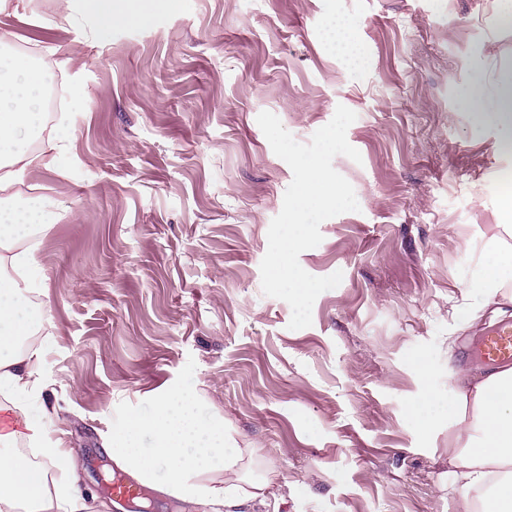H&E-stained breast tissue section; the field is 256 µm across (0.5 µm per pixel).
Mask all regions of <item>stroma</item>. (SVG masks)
Wrapping results in <instances>:
<instances>
[{
    "mask_svg": "<svg viewBox=\"0 0 512 512\" xmlns=\"http://www.w3.org/2000/svg\"><path fill=\"white\" fill-rule=\"evenodd\" d=\"M505 0H181L147 23L60 20V0L0 12L14 45L62 74L66 110L18 189L63 201L38 236L44 286L40 396L59 404L79 464L128 415L179 391L255 474L280 512H465L457 426L418 427L424 392L447 400L490 372L469 357L512 320V287L478 308L468 285L485 245L512 247L478 194L512 172L471 93L512 70ZM353 23L361 55L330 42ZM361 162L335 170L360 209L325 220L301 253L342 272L312 324L266 296L260 263L293 179L257 123L269 111L302 143L337 106Z\"/></svg>",
    "mask_w": 512,
    "mask_h": 512,
    "instance_id": "stroma-1",
    "label": "stroma"
}]
</instances>
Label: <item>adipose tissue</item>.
<instances>
[{
    "label": "adipose tissue",
    "mask_w": 512,
    "mask_h": 512,
    "mask_svg": "<svg viewBox=\"0 0 512 512\" xmlns=\"http://www.w3.org/2000/svg\"><path fill=\"white\" fill-rule=\"evenodd\" d=\"M95 15L102 30L112 23L143 24L159 11H172L180 0H79ZM46 76L25 60H0V161L7 177L23 180L40 166L41 156L31 147L42 126L41 92ZM476 126L490 122L502 134V149L512 148V77L504 80L492 99L474 102ZM45 209L26 210L13 204L0 206V243H14L9 255H0V385L21 397L37 389L40 349H18L19 338L30 335L36 318L26 303L25 291L43 284L36 259L37 236ZM512 283V248L489 241L483 260L469 285L487 299ZM54 412L50 404L35 405L23 413V433L0 430V512H16L29 503L33 512H89L72 452L63 437L52 438L47 424ZM449 423H466L467 440L456 456L457 480L464 488L490 487L482 512H512V471L494 473L500 460L512 461V368L489 375L474 389H457L448 399ZM152 434L153 444L138 443ZM55 461L57 476L48 479L13 448L17 436ZM110 450L115 464L139 484L178 500L203 502L212 512H279L280 496H267L266 482L247 481L243 449L224 445V430L200 420L191 401L179 392H164L155 399L151 416L130 414L112 428ZM220 471L223 481L206 482L208 473Z\"/></svg>",
    "instance_id": "ef3b65f1"
}]
</instances>
